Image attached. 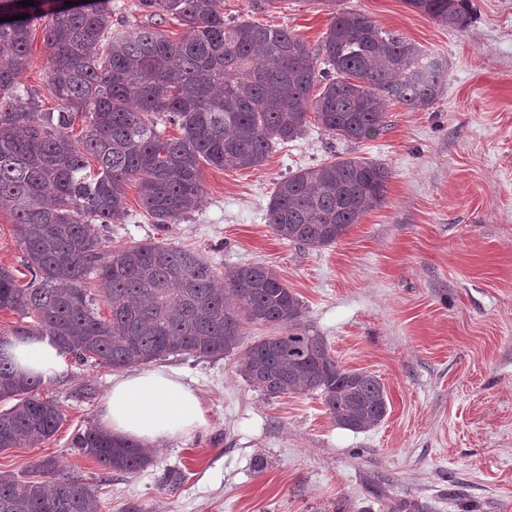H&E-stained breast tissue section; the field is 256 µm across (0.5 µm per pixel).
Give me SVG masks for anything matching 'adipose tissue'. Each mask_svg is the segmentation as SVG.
Listing matches in <instances>:
<instances>
[{"instance_id":"adipose-tissue-1","label":"adipose tissue","mask_w":512,"mask_h":512,"mask_svg":"<svg viewBox=\"0 0 512 512\" xmlns=\"http://www.w3.org/2000/svg\"><path fill=\"white\" fill-rule=\"evenodd\" d=\"M11 353L20 371L46 381L66 369L63 353L46 336L15 343ZM206 414L196 391L177 374L142 369L113 379L99 420L112 434L137 439L153 448L206 426Z\"/></svg>"}]
</instances>
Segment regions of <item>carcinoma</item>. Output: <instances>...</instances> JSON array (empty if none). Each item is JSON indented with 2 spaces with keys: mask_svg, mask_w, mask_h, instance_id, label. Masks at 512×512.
Masks as SVG:
<instances>
[{
  "mask_svg": "<svg viewBox=\"0 0 512 512\" xmlns=\"http://www.w3.org/2000/svg\"><path fill=\"white\" fill-rule=\"evenodd\" d=\"M60 2L0 0V211L14 217L31 275L22 283L0 267V310L34 321L12 335L49 336L77 362L114 370L171 355L217 359L242 347L239 372L267 397L315 394L345 429L379 424L387 414L381 381L339 364L304 324L303 301L271 269L221 271L152 240L113 250L103 231L127 215L133 179L143 209L163 228L199 207L203 165L256 168L313 120L338 140L368 139L385 126V103L429 108L448 70L357 11L333 13L314 50L282 28L224 22L223 0H137L149 18L185 27L177 41L148 25L112 28V0ZM405 2L441 24L471 21L470 0ZM43 18L55 112L20 82L31 27ZM78 117L84 127L75 136ZM159 117L181 136H165ZM390 177L381 164L335 155L299 168L276 184L268 223L283 240L331 246L384 202ZM92 275L95 289L87 287ZM256 324L279 334L244 345ZM41 386L0 351V402H12L0 411V451L59 430L61 410ZM76 447L112 473L154 462L151 449L96 424L77 434ZM0 512H99V502L49 458L34 478L0 474Z\"/></svg>",
  "mask_w": 512,
  "mask_h": 512,
  "instance_id": "obj_1",
  "label": "carcinoma"
}]
</instances>
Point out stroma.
I'll return each mask as SVG.
<instances>
[{
  "mask_svg": "<svg viewBox=\"0 0 512 512\" xmlns=\"http://www.w3.org/2000/svg\"><path fill=\"white\" fill-rule=\"evenodd\" d=\"M471 6L459 29L405 0H276L265 11L224 0L226 21L285 28L313 47L333 10L362 12L447 61L448 83L426 110L388 102L373 138L344 142L313 122L259 167L204 166L200 207L163 229L129 181L128 215L108 229L115 250L156 239L221 270L273 269L339 364L384 383L378 426L344 429L311 394L268 398L239 373L238 354L174 355L158 366L199 394L207 425L155 449L144 471L107 473L74 437L98 423L115 372L72 362L40 389L60 406V429L1 452L0 473L25 479L54 459L84 479L101 512H390L403 501L424 512H512V0ZM48 58L35 25L21 82L52 112ZM334 154L384 164V204L326 248L279 239L267 219L277 182ZM174 469L177 485L165 480Z\"/></svg>",
  "mask_w": 512,
  "mask_h": 512,
  "instance_id": "1",
  "label": "stroma"
}]
</instances>
